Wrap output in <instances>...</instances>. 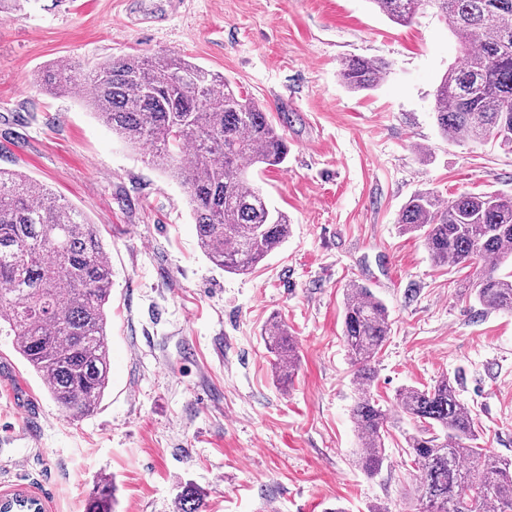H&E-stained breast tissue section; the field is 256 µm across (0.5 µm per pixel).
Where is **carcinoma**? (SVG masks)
I'll return each mask as SVG.
<instances>
[{
  "label": "carcinoma",
  "mask_w": 512,
  "mask_h": 512,
  "mask_svg": "<svg viewBox=\"0 0 512 512\" xmlns=\"http://www.w3.org/2000/svg\"><path fill=\"white\" fill-rule=\"evenodd\" d=\"M397 24L410 22L422 0H369ZM460 46L434 94V116L451 142L512 149V0H429ZM390 64L351 58L340 78L351 90L377 87ZM62 95L83 89L86 103L119 139L148 150L185 190L208 260L246 274L288 237V214L271 206L251 172L282 165L286 139L266 112L227 78L178 54L125 55L83 69L58 59L40 75ZM398 224L420 232L438 266L480 265L471 294L485 309L512 314V196L463 192L445 201L413 194ZM112 271L95 225L49 188L18 170L0 169V333L49 395L73 418L98 408L110 381L107 339ZM390 333L386 305L353 282L344 294L342 338L359 395L351 409L358 468L373 476L388 459L393 415L418 429L404 436L413 463L415 512H512V459L477 445L478 423L443 377L427 388L406 386L393 409L371 395L376 361ZM263 336L286 382L297 362L285 325ZM181 512H205L200 489L182 486ZM112 480L96 484L86 512H114Z\"/></svg>",
  "instance_id": "carcinoma-1"
}]
</instances>
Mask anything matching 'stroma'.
<instances>
[{
	"instance_id": "1",
	"label": "stroma",
	"mask_w": 512,
	"mask_h": 512,
	"mask_svg": "<svg viewBox=\"0 0 512 512\" xmlns=\"http://www.w3.org/2000/svg\"><path fill=\"white\" fill-rule=\"evenodd\" d=\"M154 53L224 74L288 141L285 164L254 181L291 233L251 273L206 258L166 171L84 101L38 84L59 58L89 67ZM459 55L432 10L398 25L369 0H31L23 16L0 13V168L24 170L96 224L112 266L111 375L93 415L62 412L0 334V496L85 512L107 477L116 512H178L188 482L206 512H412L400 451L412 422L392 430L380 473L353 463L342 310L354 280L392 320L372 387L381 405L453 378L480 446L512 458V316L483 309L469 270L435 266L423 237L397 224L419 191L512 195V151L437 127L434 91ZM349 57L391 71L353 92L339 78ZM274 319L299 349L285 387L262 336Z\"/></svg>"
}]
</instances>
